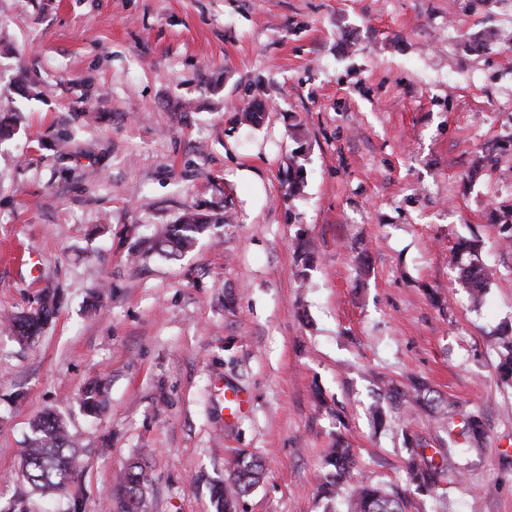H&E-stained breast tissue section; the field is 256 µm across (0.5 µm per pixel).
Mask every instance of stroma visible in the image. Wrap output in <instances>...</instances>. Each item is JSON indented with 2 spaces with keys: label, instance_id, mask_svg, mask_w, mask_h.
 I'll use <instances>...</instances> for the list:
<instances>
[{
  "label": "stroma",
  "instance_id": "obj_1",
  "mask_svg": "<svg viewBox=\"0 0 512 512\" xmlns=\"http://www.w3.org/2000/svg\"><path fill=\"white\" fill-rule=\"evenodd\" d=\"M496 30L512 0H0V104L19 116L0 142V499L52 411L78 442L74 480L30 512H71L76 492L103 512L134 456L146 512H212L242 450L266 473L239 512H344L317 495L340 436L408 512H512L495 373L512 247L492 225L512 206V47ZM253 102L263 122L237 121ZM189 206L209 231L160 252ZM472 234L493 273L477 307L448 269ZM48 292L55 318L17 342L6 316ZM413 377L482 414L483 447L448 451L421 410L375 426L369 405ZM228 386L248 399L234 423ZM409 434L444 470L437 493L408 488ZM81 403L87 414L99 415L105 408V395L102 386L99 383L87 385L82 392Z\"/></svg>",
  "mask_w": 512,
  "mask_h": 512
}]
</instances>
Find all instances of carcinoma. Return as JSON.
<instances>
[{"mask_svg": "<svg viewBox=\"0 0 512 512\" xmlns=\"http://www.w3.org/2000/svg\"><path fill=\"white\" fill-rule=\"evenodd\" d=\"M305 187L304 168L297 160L288 166V194H301ZM211 219L194 208L184 211L179 222L170 226L162 241L170 252L190 250L198 238L209 228ZM496 225L506 241L512 242V207L496 212ZM451 263L458 270V285L471 293L480 302L489 288L491 279L482 270L480 240L462 238L451 254ZM57 309L56 299L45 295L38 309L22 312L10 322L11 332L20 343L30 344L41 336L52 320ZM505 353L499 357L497 374L501 384L512 387V345L504 346ZM424 388L415 386V393L406 395L398 391V409L415 410L424 402ZM85 412L91 416L100 414L105 408V395L98 383L87 385L81 395ZM455 412L442 413L443 427L448 433V447L472 448L478 446L486 436L482 417L476 413L461 415L455 421ZM406 442L413 447L411 461L406 470L407 482L415 490L432 493L437 490L443 468L425 460L423 448L427 443L406 436ZM76 454L74 442L64 420L54 412H46L34 420L25 447L20 453L19 473L32 493L40 495L64 490L70 485L73 475V461ZM324 474L319 485L321 497L335 499L338 492L349 484L356 460L352 448L341 437L324 451L322 457ZM229 482L217 481L210 488V502L214 512H237L240 499L246 497L265 474L261 461L245 455L229 463ZM146 482L145 464L141 458L130 459L118 478V494L111 508L113 512H139ZM409 499L406 492L397 488L390 491L360 481L351 489L348 512H406Z\"/></svg>", "mask_w": 512, "mask_h": 512, "instance_id": "cac0c4a2", "label": "carcinoma"}]
</instances>
